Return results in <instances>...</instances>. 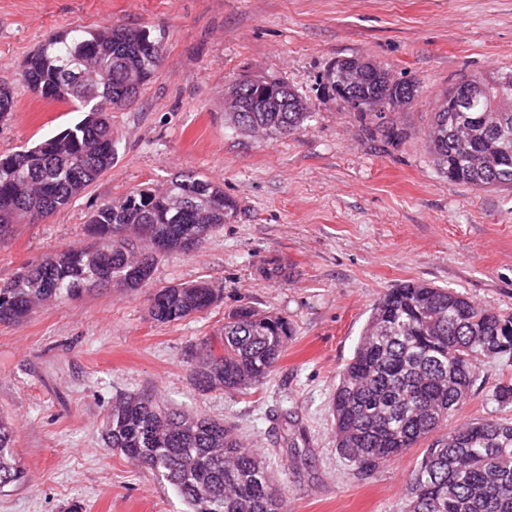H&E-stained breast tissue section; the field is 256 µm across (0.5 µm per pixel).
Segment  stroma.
Wrapping results in <instances>:
<instances>
[{"instance_id": "35a3bbf8", "label": "stroma", "mask_w": 512, "mask_h": 512, "mask_svg": "<svg viewBox=\"0 0 512 512\" xmlns=\"http://www.w3.org/2000/svg\"><path fill=\"white\" fill-rule=\"evenodd\" d=\"M162 34L163 64L137 102L112 115V167L70 205L20 225L0 244V279L84 243L97 205L186 171L237 205L200 249L161 258L144 288H98L0 324V414L17 425L26 480L0 491V512H186L176 489L105 448L106 413L121 395L236 426L258 445L288 512H406L424 447L366 477L337 452L330 400L370 310L389 288L423 281L512 314V191L476 190L434 167L425 132L439 95L461 78L512 70V0H0V80L16 102L0 123V155L79 118L20 79L26 58L74 27ZM364 58L423 93L386 113L402 134L372 138L371 119L324 94L330 63ZM250 74L290 85L311 117L298 133L240 131L224 87ZM200 279L222 291L175 324L148 314L151 290ZM286 316L285 352L261 385L202 392L190 347L242 303ZM512 360L488 358L452 425L494 417Z\"/></svg>"}]
</instances>
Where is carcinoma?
Segmentation results:
<instances>
[{
    "label": "carcinoma",
    "mask_w": 512,
    "mask_h": 512,
    "mask_svg": "<svg viewBox=\"0 0 512 512\" xmlns=\"http://www.w3.org/2000/svg\"><path fill=\"white\" fill-rule=\"evenodd\" d=\"M162 61V37L121 25L53 34L28 57L21 80L39 98L77 102L88 111L35 147L0 155L1 243L17 225L37 224L71 204L112 168L109 113L130 107ZM327 75L337 99L355 98L359 114L379 119L376 107H408L423 94L420 82L392 85L369 62L353 85L334 64ZM477 79L484 94L459 100L448 91L438 101L426 132L431 159L451 182L512 190V71ZM237 92L240 111L229 116L242 131L288 136L310 118L297 110L300 95L286 84L276 112L257 111L262 99L250 83L240 82ZM14 108L12 88L1 81L0 122ZM195 186L204 189L197 210L173 220L175 196ZM234 212L223 188L198 172L103 203L86 220V244L52 252L0 282V323L20 322L95 285L141 288L135 273L154 271L156 240L168 254L187 252L193 240L199 248ZM219 298L207 281L167 286L148 296V312L159 323H176ZM291 334L287 317L239 305L196 350L195 385L209 391L261 384ZM484 358L512 359V314L422 281L388 289L373 305L331 398L336 449L367 476L431 437L407 484V512H512V423L485 418L443 431L471 396ZM15 432L13 421L0 416V491L26 479ZM104 442L176 487L188 512H288L263 458L220 420L162 408L145 394L123 395L108 408Z\"/></svg>",
    "instance_id": "obj_1"
}]
</instances>
